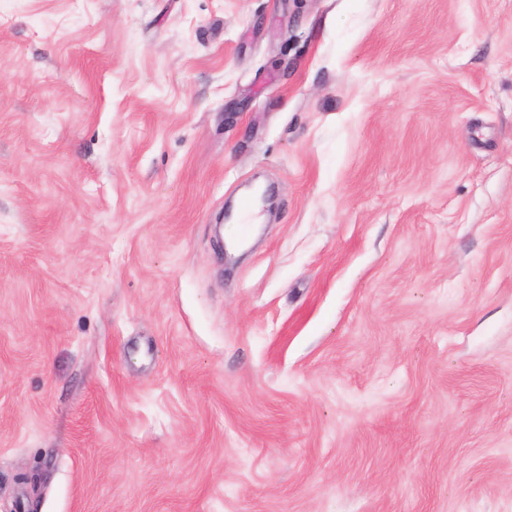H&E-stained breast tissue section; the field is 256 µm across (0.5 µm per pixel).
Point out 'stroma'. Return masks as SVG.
I'll use <instances>...</instances> for the list:
<instances>
[{
    "mask_svg": "<svg viewBox=\"0 0 512 512\" xmlns=\"http://www.w3.org/2000/svg\"><path fill=\"white\" fill-rule=\"evenodd\" d=\"M0 512H512V0H0Z\"/></svg>",
    "mask_w": 512,
    "mask_h": 512,
    "instance_id": "stroma-1",
    "label": "stroma"
}]
</instances>
